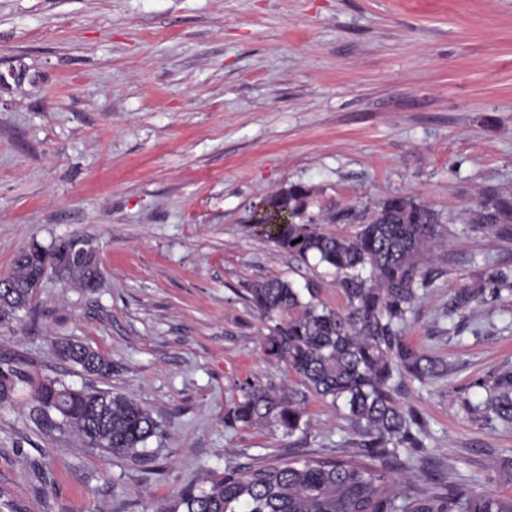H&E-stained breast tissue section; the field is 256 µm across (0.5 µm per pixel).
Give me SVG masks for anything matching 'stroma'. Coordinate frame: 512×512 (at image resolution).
Returning a JSON list of instances; mask_svg holds the SVG:
<instances>
[{
    "mask_svg": "<svg viewBox=\"0 0 512 512\" xmlns=\"http://www.w3.org/2000/svg\"><path fill=\"white\" fill-rule=\"evenodd\" d=\"M294 184L316 219L395 194L440 213V276L405 336L450 370L401 400L436 477L512 495V426L460 406L512 364V300L458 334L443 314L451 290L512 266L511 239L467 222L486 191L512 195V0H0V276L29 242L70 236L102 270L93 293L47 279L0 325V369L124 393L164 424L144 457H112L16 397L0 406V512H152L207 470L352 452L343 409L313 395L303 432L226 419L244 382L298 383L262 353L274 322L247 284L313 280L345 304L333 270L254 232L261 197ZM56 337L111 378L60 361ZM51 346L61 361L79 366L87 375L109 377L112 374L111 361L80 342L60 338L53 340Z\"/></svg>",
    "mask_w": 512,
    "mask_h": 512,
    "instance_id": "obj_1",
    "label": "stroma"
}]
</instances>
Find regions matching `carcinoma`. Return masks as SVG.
Wrapping results in <instances>:
<instances>
[{
  "label": "carcinoma",
  "mask_w": 512,
  "mask_h": 512,
  "mask_svg": "<svg viewBox=\"0 0 512 512\" xmlns=\"http://www.w3.org/2000/svg\"><path fill=\"white\" fill-rule=\"evenodd\" d=\"M308 195L298 184L273 191L261 198L263 211L256 221L279 220L264 237L296 261L314 257L334 270L346 306L339 310L319 300L313 281L303 290L280 278L248 285L252 308L264 316L284 317L261 338L262 353L286 362L304 390L247 382L227 419L232 425L273 424L292 435L308 428L305 393L334 405L342 401L351 443L363 458L227 467L184 488L154 512H512V498L462 491L451 469L448 481L430 486L426 460L408 453L424 447L425 426L398 400L400 387L407 380L425 384L449 371L445 361L422 354L404 336L418 302L435 281V272L422 259L436 237L440 214L411 197L391 195L372 208L354 204L331 212L330 223L357 225L353 234L338 235L322 231L311 218L298 221ZM469 221L475 232L489 230L511 239L512 197L499 191L485 194ZM78 242L80 249L68 256L55 242H33L19 251L7 275L13 291L0 296L1 323L27 308L36 277L53 264L67 280L89 289L91 275L100 273L97 255L89 241ZM505 292L512 296V268H492L475 286L448 295L446 316L462 326L474 309L503 301ZM51 346L61 361L88 375L112 374V362L80 342L60 338ZM24 382L17 370H0V404L12 400ZM28 386L29 399L50 427H67L88 447L112 456L139 458L148 439L163 431L150 409L123 393L74 389L51 379ZM479 386L486 390L485 399L464 403L471 419L512 425V365L494 369ZM97 407L104 408L105 418L94 414ZM51 413L59 420L49 418ZM394 465L410 477L390 476Z\"/></svg>",
  "instance_id": "1"
}]
</instances>
